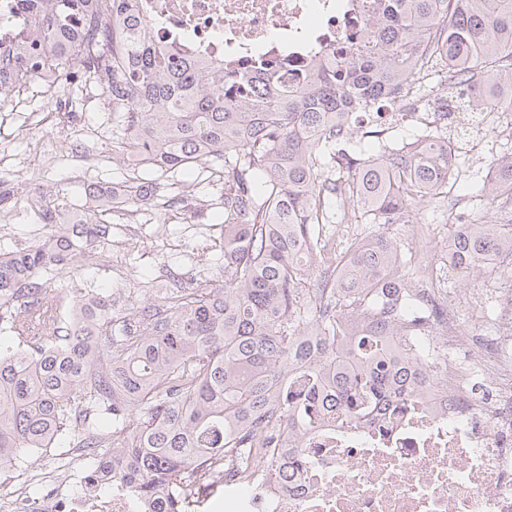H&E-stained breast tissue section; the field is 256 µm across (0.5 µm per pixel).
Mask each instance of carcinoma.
I'll use <instances>...</instances> for the list:
<instances>
[{"label": "carcinoma", "instance_id": "obj_1", "mask_svg": "<svg viewBox=\"0 0 512 512\" xmlns=\"http://www.w3.org/2000/svg\"><path fill=\"white\" fill-rule=\"evenodd\" d=\"M17 48L21 66L72 69L102 86L120 156L138 169L117 197L90 184L79 220L31 208L50 227L42 242L0 253V465L48 448L59 435L88 449L96 473L126 481L153 512H188L224 494L222 461L269 473L257 456L284 424L305 433L336 407L363 415L414 403L403 365L383 363L391 336L425 345L447 319L412 287L386 234L359 240L330 272L320 225L351 205L371 224H397L413 207L448 196L460 143L448 112L422 108L424 79L456 90L454 109L512 112V0H370L357 5L349 46L312 59L284 86L281 65L247 75L170 62L154 47L133 0H54ZM83 14L76 29L69 16ZM418 123L410 141L383 139L396 118ZM376 153L352 147L356 131ZM209 169L224 182V283L171 288L116 308L112 289L69 295L45 276L105 243L103 213L149 210L161 186L150 170ZM327 169L345 181L322 178ZM512 199V147L484 180ZM451 268L484 273L512 259V214L459 216ZM112 429L99 428L100 415ZM137 416L136 426L130 425Z\"/></svg>", "mask_w": 512, "mask_h": 512}]
</instances>
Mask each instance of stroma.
Masks as SVG:
<instances>
[{"label": "stroma", "instance_id": "35a3bbf8", "mask_svg": "<svg viewBox=\"0 0 512 512\" xmlns=\"http://www.w3.org/2000/svg\"><path fill=\"white\" fill-rule=\"evenodd\" d=\"M99 93V88H84L80 101L61 114L49 107L45 90L34 82L13 99L7 111L0 112V185L13 194L11 202L0 206L1 251L28 246L49 234L25 208L31 190L60 192L76 209L87 183L120 189L127 166L112 158L118 137L112 132L111 113L95 107ZM503 138L502 127L487 126L476 137L473 150L461 156L449 197L462 210L476 207L491 217L502 209V200L485 199L479 191ZM157 179L169 194L189 184L194 192L177 207L128 208L109 214L112 229L107 244L86 253L66 277L53 279L52 287L89 290L108 285L123 307L131 298L161 293L177 283L186 288L222 283L224 227L216 219L224 199L222 184L211 181L203 170L188 176L161 173ZM383 230L408 245L413 258L404 272L418 280L437 265L439 243L453 233L454 226L447 203L437 202L414 209L408 223ZM496 279L493 272L470 278L445 272L442 292L456 310L462 331L481 333V293Z\"/></svg>", "mask_w": 512, "mask_h": 512}]
</instances>
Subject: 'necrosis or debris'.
I'll use <instances>...</instances> for the list:
<instances>
[{"label": "necrosis or debris", "instance_id": "1", "mask_svg": "<svg viewBox=\"0 0 512 512\" xmlns=\"http://www.w3.org/2000/svg\"><path fill=\"white\" fill-rule=\"evenodd\" d=\"M34 2L0 0V58L13 59L30 33ZM136 11L150 41L175 59L246 69L284 57L286 81L301 74L311 44L345 49L355 19L348 0H136ZM484 299L496 317L478 367L459 356L474 337L448 318L435 350L413 353L430 376L417 402L359 419L340 410L302 440L280 432L259 457L275 465L294 456L291 474L259 485L232 473L224 512H512V289ZM0 512L142 510L121 480L100 492L68 448L24 478H0Z\"/></svg>", "mask_w": 512, "mask_h": 512}]
</instances>
